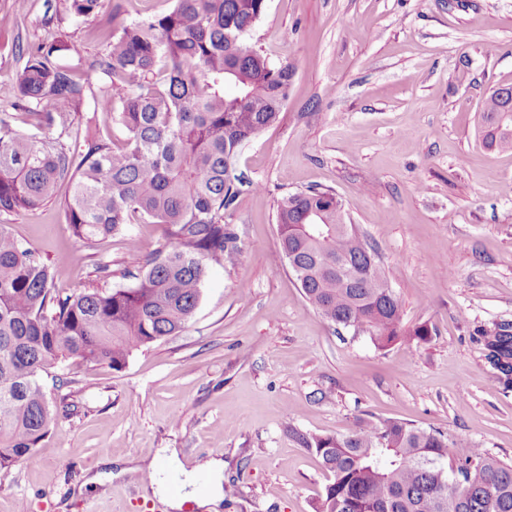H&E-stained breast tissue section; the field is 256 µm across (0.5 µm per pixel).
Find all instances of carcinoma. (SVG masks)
<instances>
[{
    "label": "carcinoma",
    "instance_id": "carcinoma-1",
    "mask_svg": "<svg viewBox=\"0 0 512 512\" xmlns=\"http://www.w3.org/2000/svg\"><path fill=\"white\" fill-rule=\"evenodd\" d=\"M67 2L81 19L103 0ZM266 2L174 0L169 12L136 20L115 6L108 49L87 65L62 62L71 50L63 40L19 49L18 78L0 94L12 108L0 112V215L37 208L66 185L76 238L164 224L170 249L145 259L131 288L61 293L52 265L0 224V470L30 457L50 431L43 373L69 360L122 369L133 350L184 330L206 261L238 260L226 217L248 182L236 158L279 120L295 73L247 41ZM88 97L125 134L118 149L96 135L79 153L65 142ZM504 106L494 91L482 103L490 150L512 151V132L499 131L512 126ZM16 111L33 131L12 128ZM276 224L282 253L324 319L381 348L407 335L430 340L426 325L404 329L385 267L334 191L285 194ZM478 333L495 381L512 391V322ZM288 432L329 475L315 512H512V463L464 438L396 419L359 418L336 435Z\"/></svg>",
    "mask_w": 512,
    "mask_h": 512
}]
</instances>
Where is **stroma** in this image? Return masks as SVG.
<instances>
[{"mask_svg":"<svg viewBox=\"0 0 512 512\" xmlns=\"http://www.w3.org/2000/svg\"><path fill=\"white\" fill-rule=\"evenodd\" d=\"M112 16L74 19L66 0H28L0 27V86L22 44L62 38L70 62L102 53ZM295 68L277 124L253 137L236 167L262 183L230 216L237 265L210 264L186 328L133 352L123 369L65 362L41 382L56 413L33 456L0 471V512H165L136 477L87 480L103 458L224 462L236 492L223 512H313L328 474L288 434L345 432L394 418L466 438L512 461V392L492 376L477 329L512 320V154L483 147V98L512 86V0H267L252 33ZM333 190L347 223L376 248L400 298L402 324L428 342L377 349L336 330L304 297L283 256L277 202ZM64 196L0 215L56 269L55 286L128 288L139 257L167 247L161 224L87 244L66 222ZM129 233V234H130ZM112 276L97 277L99 261Z\"/></svg>","mask_w":512,"mask_h":512,"instance_id":"obj_1","label":"stroma"}]
</instances>
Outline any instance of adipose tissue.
Wrapping results in <instances>:
<instances>
[{"label":"adipose tissue","instance_id":"obj_1","mask_svg":"<svg viewBox=\"0 0 512 512\" xmlns=\"http://www.w3.org/2000/svg\"><path fill=\"white\" fill-rule=\"evenodd\" d=\"M158 458L166 461L169 473L152 478L150 491L170 508L171 512H181L186 502H194L201 512H219L224 501V463L220 460L206 462L210 474L206 485H198L196 469L186 467L176 449L162 448Z\"/></svg>","mask_w":512,"mask_h":512}]
</instances>
